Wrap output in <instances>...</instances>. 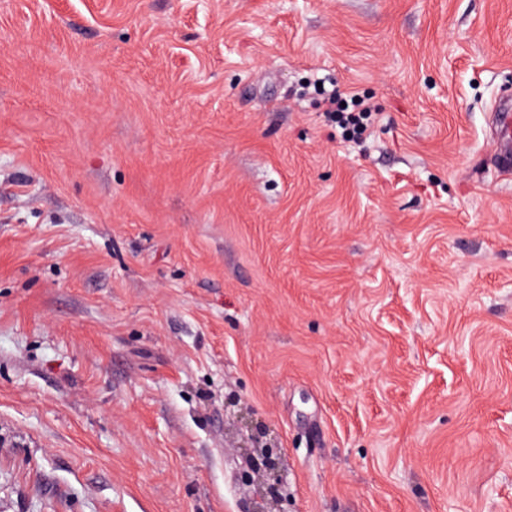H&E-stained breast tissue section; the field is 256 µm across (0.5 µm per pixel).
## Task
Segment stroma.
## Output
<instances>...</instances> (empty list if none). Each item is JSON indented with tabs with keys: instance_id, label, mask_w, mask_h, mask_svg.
Returning a JSON list of instances; mask_svg holds the SVG:
<instances>
[{
	"instance_id": "stroma-1",
	"label": "stroma",
	"mask_w": 512,
	"mask_h": 512,
	"mask_svg": "<svg viewBox=\"0 0 512 512\" xmlns=\"http://www.w3.org/2000/svg\"><path fill=\"white\" fill-rule=\"evenodd\" d=\"M375 111L350 137L320 90ZM512 0H0V512H512ZM499 147L495 154L496 165L508 175L512 172V98L503 96L496 108ZM245 428V429H244ZM239 434L245 446V465L254 473H262L263 479L256 489V512L265 511L268 497L279 498L282 485L280 483L279 457L272 448L267 433L254 426L249 433L247 426L239 428Z\"/></svg>"
}]
</instances>
